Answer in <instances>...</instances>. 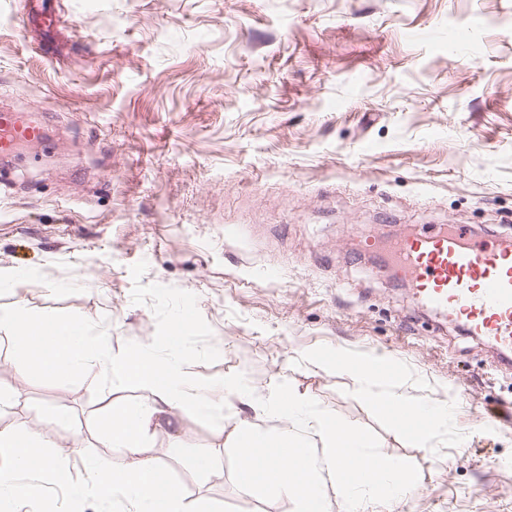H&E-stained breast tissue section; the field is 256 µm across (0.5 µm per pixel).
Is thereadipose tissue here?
<instances>
[{
  "instance_id": "obj_1",
  "label": "adipose tissue",
  "mask_w": 512,
  "mask_h": 512,
  "mask_svg": "<svg viewBox=\"0 0 512 512\" xmlns=\"http://www.w3.org/2000/svg\"><path fill=\"white\" fill-rule=\"evenodd\" d=\"M184 330L180 320L169 327L166 357L148 352L134 357L115 356L105 339L89 340L84 323L71 319L40 321L20 305L0 308V331L13 334L26 351L29 366L68 376L98 370L113 385L132 383L143 393L138 402L115 406L99 420L97 429L104 443L125 449L127 461L119 468L104 462L92 466L84 494L123 498L126 512H184L181 490L164 464L143 457L144 441L152 428L161 426L166 410L213 414L222 411L228 395L289 422L288 427L277 431H262L248 423L237 427L238 466L244 486L274 491L293 502L294 512H326L321 494L322 472L326 469L337 476L354 512L361 508L357 487L377 488L387 494L404 488L397 462L371 452L366 435L338 426L324 412L312 409L309 400L275 390L259 403L237 381L207 388L188 383L176 356ZM299 427L309 430L321 442L323 465H316L307 446L298 440L295 430ZM49 445L42 435L0 429V448L11 452L10 469L0 471V490L16 498L38 497L37 485L19 484L14 479L15 472L32 468L67 481L69 460L49 455Z\"/></svg>"
}]
</instances>
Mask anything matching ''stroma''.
Here are the masks:
<instances>
[{
  "label": "stroma",
  "mask_w": 512,
  "mask_h": 512,
  "mask_svg": "<svg viewBox=\"0 0 512 512\" xmlns=\"http://www.w3.org/2000/svg\"><path fill=\"white\" fill-rule=\"evenodd\" d=\"M46 32L0 0V111L37 113L47 136L0 165V307L72 319L113 354L155 349L189 321L177 353L190 382L284 388L402 462L408 487L364 512H512V372L484 340L415 304L366 259L393 231L467 224L512 239V0H60ZM472 32L448 51V30ZM343 356L380 360L371 387L446 406L434 432L403 434ZM0 331V429L50 436L67 482L10 512H107L79 495L88 461L123 466L97 418L132 402L94 371L25 369ZM64 412L68 421L56 420ZM223 424L190 414L143 455L210 449L197 472L167 458L187 512H293L241 486L229 399Z\"/></svg>",
  "instance_id": "1"
}]
</instances>
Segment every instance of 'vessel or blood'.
<instances>
[{"label": "vessel or blood", "mask_w": 512, "mask_h": 512, "mask_svg": "<svg viewBox=\"0 0 512 512\" xmlns=\"http://www.w3.org/2000/svg\"><path fill=\"white\" fill-rule=\"evenodd\" d=\"M45 129L29 112L0 114V155L43 139ZM466 227L423 232L393 251L396 275L412 282L418 304L439 310L512 355V241L471 240Z\"/></svg>", "instance_id": "obj_1"}]
</instances>
